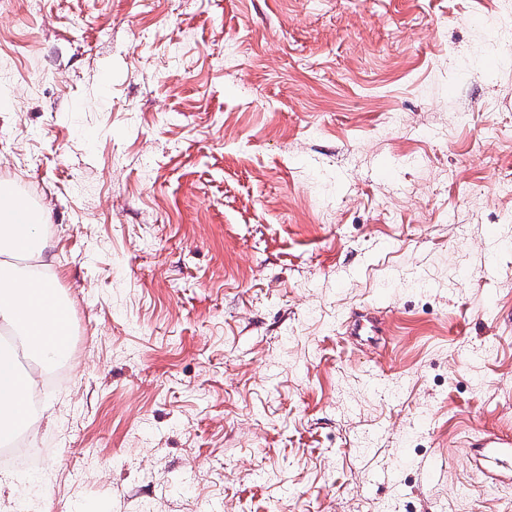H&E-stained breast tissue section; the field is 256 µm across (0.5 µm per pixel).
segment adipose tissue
I'll return each mask as SVG.
<instances>
[{
	"label": "adipose tissue",
	"mask_w": 512,
	"mask_h": 512,
	"mask_svg": "<svg viewBox=\"0 0 512 512\" xmlns=\"http://www.w3.org/2000/svg\"><path fill=\"white\" fill-rule=\"evenodd\" d=\"M44 221L37 209L28 221H18L12 208L0 202V326L18 330L30 346L48 354L61 330L54 287L33 267L12 261L25 252L44 253L46 244L36 233Z\"/></svg>",
	"instance_id": "ef3b65f1"
}]
</instances>
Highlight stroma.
Instances as JSON below:
<instances>
[{
    "mask_svg": "<svg viewBox=\"0 0 512 512\" xmlns=\"http://www.w3.org/2000/svg\"><path fill=\"white\" fill-rule=\"evenodd\" d=\"M511 174L512 0H0L83 317L0 512H512ZM473 438L479 447L473 448L472 460L476 469L480 470L484 478L497 480L510 471L512 474V436L511 434H497L476 428ZM483 463L493 464L503 470V474L490 472L483 467ZM510 466V470H509Z\"/></svg>",
    "mask_w": 512,
    "mask_h": 512,
    "instance_id": "1",
    "label": "stroma"
}]
</instances>
